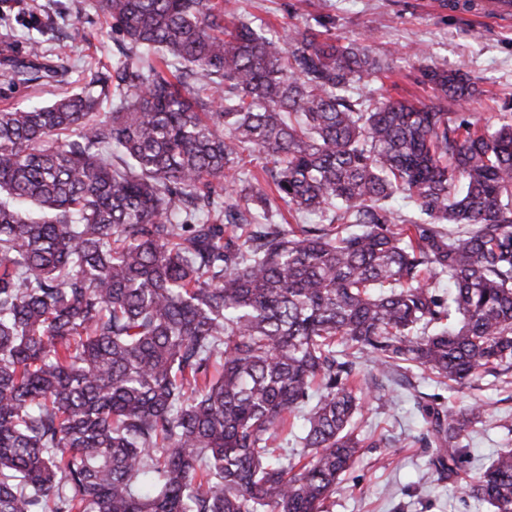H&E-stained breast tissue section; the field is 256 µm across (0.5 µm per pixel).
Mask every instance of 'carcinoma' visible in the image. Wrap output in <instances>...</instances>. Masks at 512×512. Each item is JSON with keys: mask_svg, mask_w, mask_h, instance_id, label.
<instances>
[{"mask_svg": "<svg viewBox=\"0 0 512 512\" xmlns=\"http://www.w3.org/2000/svg\"><path fill=\"white\" fill-rule=\"evenodd\" d=\"M224 2L98 0L128 52L0 110V512H324L364 447L359 358L512 370V123L464 118L458 70L359 100L369 47ZM279 201L327 223L247 232ZM417 405L452 480L485 410ZM465 489L512 512V449Z\"/></svg>", "mask_w": 512, "mask_h": 512, "instance_id": "carcinoma-1", "label": "carcinoma"}]
</instances>
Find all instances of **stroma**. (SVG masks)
<instances>
[{
  "label": "stroma",
  "mask_w": 512,
  "mask_h": 512,
  "mask_svg": "<svg viewBox=\"0 0 512 512\" xmlns=\"http://www.w3.org/2000/svg\"><path fill=\"white\" fill-rule=\"evenodd\" d=\"M96 3L0 0V13L7 15L16 36V57L30 66H41L52 59L57 44H65L66 79L75 88L98 67L111 66L121 46L120 35L111 31ZM226 9L273 34L291 25L314 28L330 19L332 33L342 41L365 42L374 56L394 68L390 76L363 85L362 96L378 100L397 91L428 99L430 88L413 82L416 71L424 65L447 67L468 73L482 92L478 102L466 105L464 117L481 124L512 122V112L502 108L512 101V24L475 21L468 9L448 0H228ZM33 37L43 44L42 58L26 54ZM60 91L52 77L14 81L10 67L0 63V108L48 102ZM363 369L364 413L371 434L381 442L360 450L340 489L327 500L326 512H488L463 486L502 449L512 448V384L485 375L451 391L415 370L390 376L369 363ZM381 393L387 394V403L378 402ZM427 397L486 410L482 424L463 440L468 454L457 479H437L431 451L419 443L427 425L417 403Z\"/></svg>",
  "instance_id": "stroma-1"
}]
</instances>
